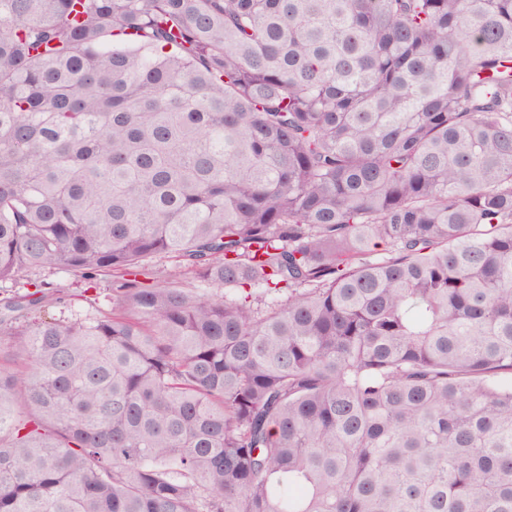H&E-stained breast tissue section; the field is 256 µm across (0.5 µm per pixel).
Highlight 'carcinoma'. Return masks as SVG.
I'll use <instances>...</instances> for the list:
<instances>
[{"label": "carcinoma", "instance_id": "1", "mask_svg": "<svg viewBox=\"0 0 512 512\" xmlns=\"http://www.w3.org/2000/svg\"><path fill=\"white\" fill-rule=\"evenodd\" d=\"M9 282L0 512H512V0H0ZM32 280L51 283L53 288L49 291H59L65 296V303L54 304L50 312L60 320H73L76 318L94 317L101 312H109L112 308V300L109 284L105 280L98 282L97 289L84 290L87 286L80 281V278L72 273L54 268H45L29 274L27 277Z\"/></svg>", "mask_w": 512, "mask_h": 512}]
</instances>
